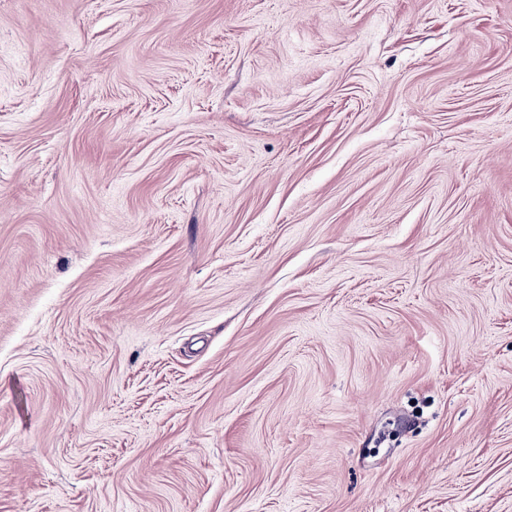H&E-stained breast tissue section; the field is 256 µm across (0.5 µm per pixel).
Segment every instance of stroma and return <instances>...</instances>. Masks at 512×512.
<instances>
[{
	"mask_svg": "<svg viewBox=\"0 0 512 512\" xmlns=\"http://www.w3.org/2000/svg\"><path fill=\"white\" fill-rule=\"evenodd\" d=\"M0 512H512V0H0Z\"/></svg>",
	"mask_w": 512,
	"mask_h": 512,
	"instance_id": "stroma-1",
	"label": "stroma"
}]
</instances>
